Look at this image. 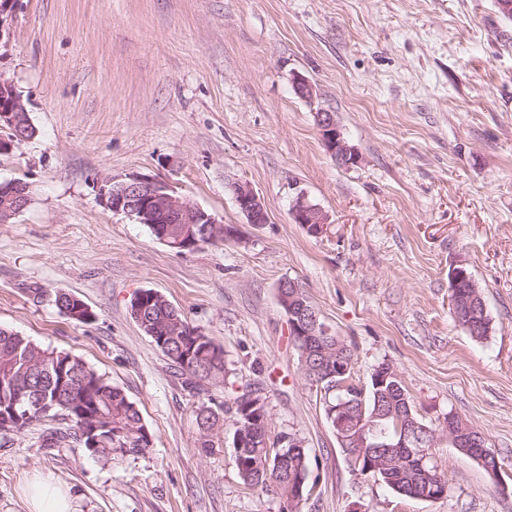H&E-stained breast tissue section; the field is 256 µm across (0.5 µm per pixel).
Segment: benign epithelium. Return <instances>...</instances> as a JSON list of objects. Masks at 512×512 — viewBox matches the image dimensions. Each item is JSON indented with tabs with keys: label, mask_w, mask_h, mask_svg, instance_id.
Masks as SVG:
<instances>
[{
	"label": "benign epithelium",
	"mask_w": 512,
	"mask_h": 512,
	"mask_svg": "<svg viewBox=\"0 0 512 512\" xmlns=\"http://www.w3.org/2000/svg\"><path fill=\"white\" fill-rule=\"evenodd\" d=\"M26 111L24 104L17 95L11 82L0 83V128L11 132L8 139L0 141V152H8L13 143L25 138L21 132L19 117ZM316 123L319 128L324 146L334 160L345 167H352L360 162V155L344 139L341 129L336 122L334 113L322 111L316 113ZM8 203L0 209V222L6 223L16 214L24 210L30 195L28 187L23 183L12 185ZM239 212L249 224H265L268 214L264 203L255 190L246 182L236 181L229 185ZM101 201L112 211L124 213L134 218L140 224H202L203 234L207 235L218 220L201 207L191 203L176 193L172 186L154 176L141 173H131L124 177H114L105 181L101 187ZM291 216L296 224L302 225L305 231L320 237L330 228L328 216L316 204L312 203L305 191L299 190L292 202ZM159 240L170 247L181 251L195 248L197 238L181 235L173 238L165 233L159 235ZM450 293L458 297L459 289L469 288L477 291V284L471 279L469 272L462 266L455 267L449 273ZM280 306L288 318L289 330L297 336L301 364H306L307 357L317 351L321 345V333H330L328 326L318 324V312L309 304V299L301 286L292 279H284L278 285ZM372 384L378 391L395 388V382L400 375L389 363L377 366L371 374ZM386 418L383 413L376 412L370 417L360 416L355 420L349 419L348 405L340 402L336 409L329 414V422L338 443L347 449L353 470H358L363 460L361 449L367 447L369 431L374 429L376 421ZM445 425L448 428V440L456 448L477 447L475 460L496 481L500 480L502 465L496 455L485 447V437L474 430L467 422L453 412L448 413ZM422 425L408 416L400 440L386 445V457L394 462L408 456L416 460L421 469L428 467L431 461V448L436 446L435 433H430V447H416L415 437Z\"/></svg>",
	"instance_id": "benign-epithelium-1"
}]
</instances>
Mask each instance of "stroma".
I'll list each match as a JSON object with an SVG mask.
<instances>
[{
  "label": "stroma",
  "instance_id": "35a3bbf8",
  "mask_svg": "<svg viewBox=\"0 0 512 512\" xmlns=\"http://www.w3.org/2000/svg\"><path fill=\"white\" fill-rule=\"evenodd\" d=\"M0 77L35 129L0 154V181L30 192L0 224V327L104 374L154 439L105 465L41 448L38 426L0 435V512H28L37 471L71 489L77 512H279L234 465L230 408L253 381L269 434H297L310 452L299 512H512L500 488L512 481V19L495 0H16L0 21ZM321 111L360 164L327 152ZM132 172L170 183L233 236L170 251L99 199L105 180ZM236 180L267 223L238 211ZM300 189L328 235L293 222ZM459 265L492 320L481 341L450 313ZM286 278L352 349L360 387L393 365L423 424L441 430L452 412L484 434L500 479L445 439L432 450L444 498L358 479L300 371L278 302ZM59 288L94 320L64 315ZM141 289L223 347L225 383L184 388L130 316ZM204 405L220 413L206 449ZM229 188L239 212L246 218L249 224H265L268 214L264 203L255 190L242 181L232 182Z\"/></svg>",
  "mask_w": 512,
  "mask_h": 512
}]
</instances>
